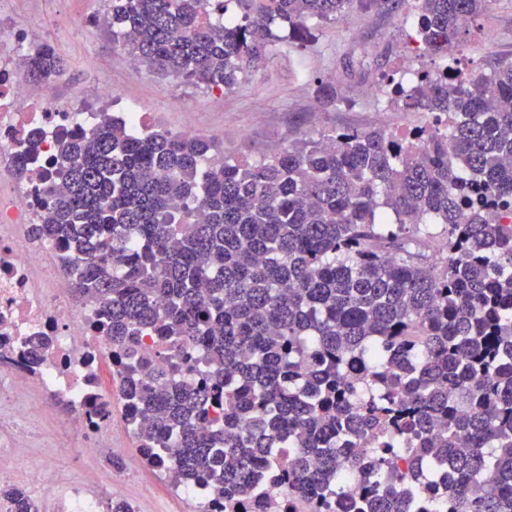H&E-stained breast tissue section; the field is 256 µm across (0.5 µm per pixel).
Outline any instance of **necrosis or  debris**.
I'll use <instances>...</instances> for the list:
<instances>
[{
	"label": "necrosis or debris",
	"instance_id": "4bbe7bcc",
	"mask_svg": "<svg viewBox=\"0 0 512 512\" xmlns=\"http://www.w3.org/2000/svg\"><path fill=\"white\" fill-rule=\"evenodd\" d=\"M78 88L37 97L12 58L0 53V485L42 487L52 464L82 466L105 457L126 458L118 433L115 391L103 379L112 346L95 328L98 309L77 302L70 272L76 262L66 248L33 242L31 225L52 207L43 190L58 165L59 129L84 127ZM40 133V160L30 177L12 170L31 133ZM29 394L45 411L65 403L60 433H48L49 457L31 459L40 441L30 426Z\"/></svg>",
	"mask_w": 512,
	"mask_h": 512
}]
</instances>
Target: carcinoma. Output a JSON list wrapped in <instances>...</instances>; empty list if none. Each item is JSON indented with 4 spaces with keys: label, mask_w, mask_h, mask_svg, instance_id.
I'll return each mask as SVG.
<instances>
[{
    "label": "carcinoma",
    "mask_w": 512,
    "mask_h": 512,
    "mask_svg": "<svg viewBox=\"0 0 512 512\" xmlns=\"http://www.w3.org/2000/svg\"><path fill=\"white\" fill-rule=\"evenodd\" d=\"M355 0H112V43L160 76L229 90L278 39L340 20ZM423 54L451 59L493 0H411ZM47 87L67 69L24 50ZM388 102L422 112L308 136L259 162L203 134L133 128L105 112L57 133L42 241L86 256L74 291L101 306L136 447L227 512H266L278 483L334 512L360 474L357 512H512V59ZM440 225V257L426 253ZM193 342L208 372L144 337ZM454 474L448 495L432 473ZM14 512H41L19 486Z\"/></svg>",
    "instance_id": "carcinoma-1"
}]
</instances>
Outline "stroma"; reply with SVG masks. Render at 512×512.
I'll list each match as a JSON object with an SVG mask.
<instances>
[{"mask_svg": "<svg viewBox=\"0 0 512 512\" xmlns=\"http://www.w3.org/2000/svg\"><path fill=\"white\" fill-rule=\"evenodd\" d=\"M18 23L27 25L32 42H51L68 61L62 83L82 87L88 111H98L95 94L108 81L115 89L112 114L141 110L148 129L191 130L209 134L225 129L224 151L251 162L285 148L304 134L340 127H379L378 98L356 95L401 60L430 65L416 56L410 42V5L387 12L354 7L337 23L316 25L304 46L279 44L259 70L231 90H207L173 78L144 73L128 50L115 47L105 27L75 29L72 19L89 11V0H0ZM469 66L490 71L496 60L512 57V0H496L477 18L466 37ZM334 79L338 101L325 109L317 101L320 80ZM125 466L133 475L132 496L144 512H178L166 482L142 469L134 458Z\"/></svg>", "mask_w": 512, "mask_h": 512, "instance_id": "stroma-1", "label": "stroma"}]
</instances>
